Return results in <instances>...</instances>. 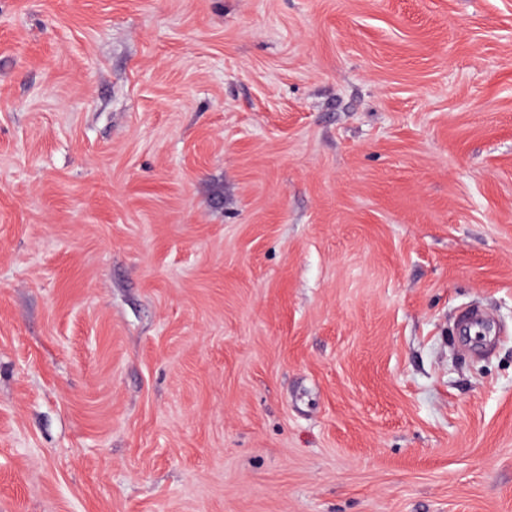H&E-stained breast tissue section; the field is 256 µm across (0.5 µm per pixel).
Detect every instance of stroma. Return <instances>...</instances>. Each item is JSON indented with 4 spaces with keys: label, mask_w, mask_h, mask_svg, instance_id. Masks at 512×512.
I'll return each mask as SVG.
<instances>
[{
    "label": "stroma",
    "mask_w": 512,
    "mask_h": 512,
    "mask_svg": "<svg viewBox=\"0 0 512 512\" xmlns=\"http://www.w3.org/2000/svg\"><path fill=\"white\" fill-rule=\"evenodd\" d=\"M0 512H512V0H0Z\"/></svg>",
    "instance_id": "obj_1"
}]
</instances>
